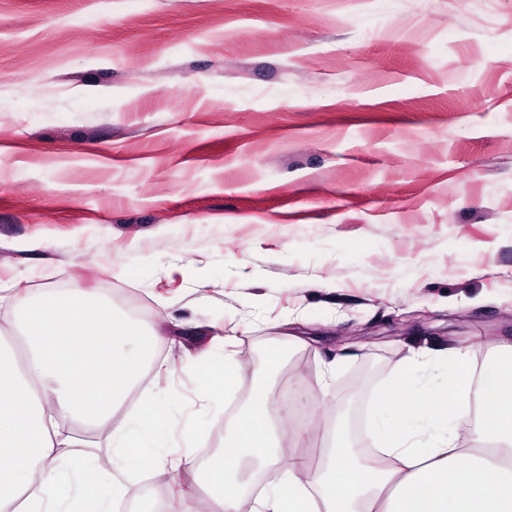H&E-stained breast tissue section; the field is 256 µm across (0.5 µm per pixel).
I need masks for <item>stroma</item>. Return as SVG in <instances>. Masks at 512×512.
Returning <instances> with one entry per match:
<instances>
[{"mask_svg": "<svg viewBox=\"0 0 512 512\" xmlns=\"http://www.w3.org/2000/svg\"><path fill=\"white\" fill-rule=\"evenodd\" d=\"M0 282L135 299L167 365L135 393L203 467L254 352L278 470L408 348L439 391L512 337V0H0ZM205 349L239 366L215 419Z\"/></svg>", "mask_w": 512, "mask_h": 512, "instance_id": "obj_1", "label": "stroma"}]
</instances>
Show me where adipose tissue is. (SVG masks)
<instances>
[{
	"mask_svg": "<svg viewBox=\"0 0 512 512\" xmlns=\"http://www.w3.org/2000/svg\"><path fill=\"white\" fill-rule=\"evenodd\" d=\"M25 321L22 350L0 342V512H119L122 477L140 469L184 472L218 512H242L241 471L278 466L263 383L228 425L217 466L201 468L192 428L168 451L165 406L145 399L122 410L158 343L142 322L80 288L35 296ZM450 353L457 370L438 394L398 374L387 381L368 426L370 458L336 434L319 463L292 461L260 512H512V342L493 345L479 367L471 347ZM64 418L106 432L113 473Z\"/></svg>",
	"mask_w": 512,
	"mask_h": 512,
	"instance_id": "ef3b65f1",
	"label": "adipose tissue"
}]
</instances>
